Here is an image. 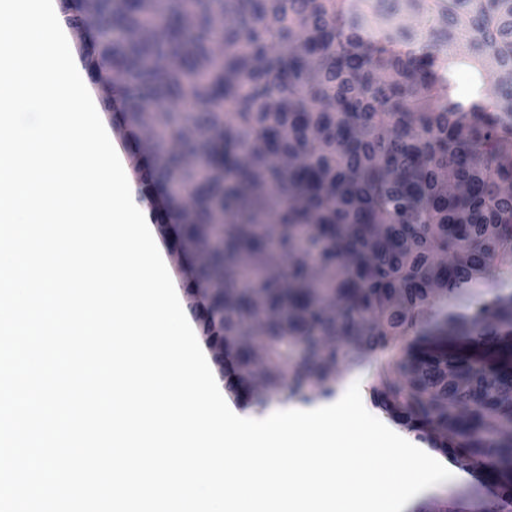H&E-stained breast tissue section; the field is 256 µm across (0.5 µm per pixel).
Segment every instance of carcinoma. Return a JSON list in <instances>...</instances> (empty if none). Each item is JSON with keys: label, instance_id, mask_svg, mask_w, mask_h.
Segmentation results:
<instances>
[{"label": "carcinoma", "instance_id": "cac0c4a2", "mask_svg": "<svg viewBox=\"0 0 512 512\" xmlns=\"http://www.w3.org/2000/svg\"><path fill=\"white\" fill-rule=\"evenodd\" d=\"M85 50L137 125L162 99L140 192L217 241L194 312L237 396L330 398L375 363L389 420L478 480L423 512H512V0H106ZM424 18L420 28L399 21ZM466 64L487 101L450 93ZM183 137L178 151L173 135ZM262 324L260 350L235 337ZM260 365L265 384L243 388Z\"/></svg>", "mask_w": 512, "mask_h": 512}]
</instances>
